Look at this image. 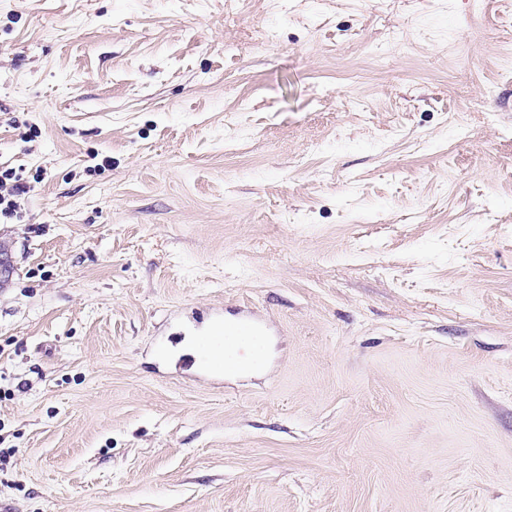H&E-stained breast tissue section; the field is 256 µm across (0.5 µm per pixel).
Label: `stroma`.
<instances>
[{
	"label": "stroma",
	"instance_id": "stroma-1",
	"mask_svg": "<svg viewBox=\"0 0 512 512\" xmlns=\"http://www.w3.org/2000/svg\"><path fill=\"white\" fill-rule=\"evenodd\" d=\"M228 9L0 0V502L512 512V0ZM30 191V184L22 178L8 170L0 171V219L16 215ZM210 349V344L206 339L199 340L189 361V366L199 370L201 377H205L215 370L211 361Z\"/></svg>",
	"mask_w": 512,
	"mask_h": 512
}]
</instances>
